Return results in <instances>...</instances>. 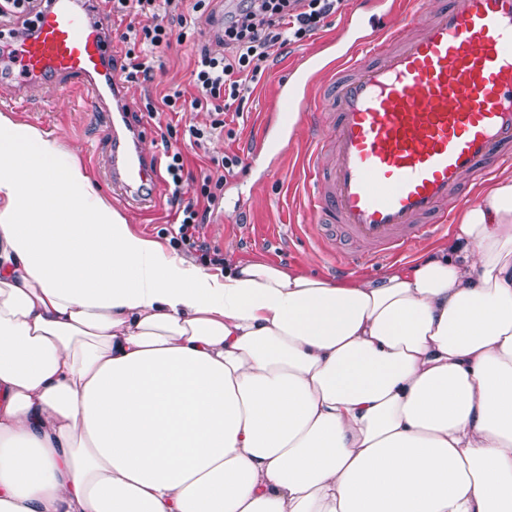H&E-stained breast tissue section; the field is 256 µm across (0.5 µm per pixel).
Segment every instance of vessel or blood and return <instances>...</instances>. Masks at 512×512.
<instances>
[{
  "mask_svg": "<svg viewBox=\"0 0 512 512\" xmlns=\"http://www.w3.org/2000/svg\"><path fill=\"white\" fill-rule=\"evenodd\" d=\"M374 6L377 20L348 14L340 38L296 59L272 111L287 132L312 112L309 156H330L331 167L311 209L360 245L354 267L441 230L449 195L490 176L512 146V0H446L425 19L408 0ZM407 21L420 27L406 39ZM108 25L98 0H49L28 35L0 36L14 54L0 82L104 102L125 88ZM268 131L260 126L248 161L278 163ZM105 135L114 191L144 198L157 164L142 131L116 112Z\"/></svg>",
  "mask_w": 512,
  "mask_h": 512,
  "instance_id": "b4317fda",
  "label": "vessel or blood"
}]
</instances>
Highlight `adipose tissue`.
Wrapping results in <instances>:
<instances>
[{
    "instance_id": "adipose-tissue-1",
    "label": "adipose tissue",
    "mask_w": 512,
    "mask_h": 512,
    "mask_svg": "<svg viewBox=\"0 0 512 512\" xmlns=\"http://www.w3.org/2000/svg\"><path fill=\"white\" fill-rule=\"evenodd\" d=\"M0 512H512V177L377 279L225 270L1 111Z\"/></svg>"
}]
</instances>
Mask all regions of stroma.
Listing matches in <instances>:
<instances>
[{
	"instance_id": "stroma-1",
	"label": "stroma",
	"mask_w": 512,
	"mask_h": 512,
	"mask_svg": "<svg viewBox=\"0 0 512 512\" xmlns=\"http://www.w3.org/2000/svg\"><path fill=\"white\" fill-rule=\"evenodd\" d=\"M344 12L325 19L322 27L301 42L288 46L277 60L267 67L255 83L242 118L232 127L235 138L213 136L204 148L182 143L186 158V171L199 175L207 167L210 156L226 153L243 154L248 139L257 132L261 118L275 103L276 88L288 77L289 66L301 52L313 49L325 37L336 34L343 23ZM194 67L191 43L173 46L162 57L150 83L130 82L126 85L125 101L129 118L144 132L143 148L154 155H162L160 122H172L178 133L189 127H205L210 118L207 113L186 110L180 114L166 113L161 119L149 118L143 109L144 98L160 100L164 94L190 91V73ZM0 111L15 112L17 119L54 132L77 153L95 184L103 194L111 188L102 176L109 162L110 146L103 135L107 114L101 107L86 102L81 95L55 102L38 89L0 86ZM306 125H299L288 144L280 170L266 173L264 164L242 165L236 174L224 183L223 199L207 224L200 228V238L210 247L219 249L225 263L262 261L274 265L293 267L322 277L330 276L335 258L344 257L350 250L344 238H337L335 253H327L312 240L310 226L315 221L307 207L308 189L303 183L302 160L306 151ZM173 187L166 172H159L153 186V201L138 205L121 198L112 200L113 206L127 218L131 229L157 241L166 250L186 254V247L177 246L178 212L171 202ZM488 186H480L467 198L451 197L448 203V230L435 238L416 244L407 255L388 258L377 264L352 270L355 278L381 277L393 266L412 265L428 250L447 244L453 226L462 214L479 203L488 193Z\"/></svg>"
}]
</instances>
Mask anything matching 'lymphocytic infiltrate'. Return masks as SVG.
I'll use <instances>...</instances> for the list:
<instances>
[{
  "label": "lymphocytic infiltrate",
  "mask_w": 512,
  "mask_h": 512,
  "mask_svg": "<svg viewBox=\"0 0 512 512\" xmlns=\"http://www.w3.org/2000/svg\"><path fill=\"white\" fill-rule=\"evenodd\" d=\"M164 2L166 10L160 20L141 28L127 26L121 34L127 46L121 66L125 81H152L165 51L189 40L188 16L206 13L212 0ZM342 3L343 0H226L223 31L213 38L194 41L196 60L191 77L195 92L190 100H183L177 91L163 96L158 103L146 100V112L152 118L160 110L178 113L186 106L207 112L209 128L190 131L196 143H203L212 132L224 130L228 114H242L250 85L263 65L277 59L288 44L312 35ZM175 132L170 125L162 136L166 172L175 191L188 187L193 192L192 198L179 204L180 242L198 251L201 262L223 264V255L201 241L199 228L210 218V209L219 201L226 177L241 166L242 159L228 153L213 158V171L204 174L200 182L185 185L183 156L171 143Z\"/></svg>",
  "instance_id": "lymphocytic-infiltrate-1"
}]
</instances>
